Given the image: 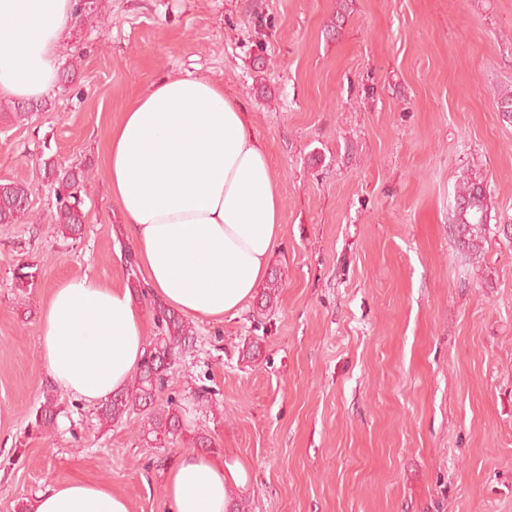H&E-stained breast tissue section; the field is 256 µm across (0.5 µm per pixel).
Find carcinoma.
<instances>
[{
	"instance_id": "obj_1",
	"label": "carcinoma",
	"mask_w": 512,
	"mask_h": 512,
	"mask_svg": "<svg viewBox=\"0 0 512 512\" xmlns=\"http://www.w3.org/2000/svg\"><path fill=\"white\" fill-rule=\"evenodd\" d=\"M55 182L56 221L72 236L81 234L85 213L81 197L85 174L73 170L50 167ZM30 186L8 182L0 183V224H15L29 215ZM490 200L477 184L464 179L457 193L450 224L457 231L462 248L478 254L484 240ZM159 334L145 347V353L134 377L132 387L115 392L103 403L98 419L104 424L118 422L130 413L153 406L165 388L168 373L176 355L193 346L194 327L175 311L156 306ZM61 413L57 396L46 393L34 416V427L46 429L55 425ZM151 433L176 438L182 434L180 413L172 405L149 413Z\"/></svg>"
}]
</instances>
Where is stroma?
<instances>
[{"instance_id": "1", "label": "stroma", "mask_w": 512, "mask_h": 512, "mask_svg": "<svg viewBox=\"0 0 512 512\" xmlns=\"http://www.w3.org/2000/svg\"><path fill=\"white\" fill-rule=\"evenodd\" d=\"M59 54L74 66L42 111L0 99V182L33 186L0 224V512L52 482H102L131 512H170L167 468L190 439L241 463L240 512H512V0H94ZM168 74L222 85L252 115L282 198L270 303L193 320L160 402L100 424L39 357L52 288L92 275L154 298L112 201L109 134ZM86 175L81 237L63 233L45 164ZM491 202L480 255L449 222L462 178ZM31 274L30 283L19 273ZM61 413L60 402L57 396L46 393L34 416V428L46 429L55 425ZM167 404L169 405L159 407L148 413V419H150V423L148 424L149 433L155 435L162 434L169 438L170 436L177 438L183 432L180 413L177 408L172 406V402L168 401Z\"/></svg>"}]
</instances>
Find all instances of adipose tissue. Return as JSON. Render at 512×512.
Instances as JSON below:
<instances>
[{"mask_svg":"<svg viewBox=\"0 0 512 512\" xmlns=\"http://www.w3.org/2000/svg\"><path fill=\"white\" fill-rule=\"evenodd\" d=\"M74 0H0V98L38 100L58 83ZM250 117L222 86L168 75L111 128L107 181L151 294L184 315L236 316L265 279L281 235L282 201ZM147 326L127 288L85 275L53 288L39 356L52 383L88 404L125 387ZM247 483L238 462L183 452L166 471L171 512H227ZM29 512H130L104 483H51Z\"/></svg>","mask_w":512,"mask_h":512,"instance_id":"1","label":"adipose tissue"}]
</instances>
